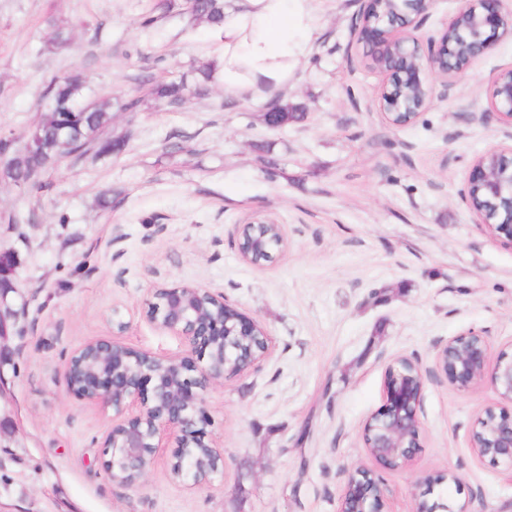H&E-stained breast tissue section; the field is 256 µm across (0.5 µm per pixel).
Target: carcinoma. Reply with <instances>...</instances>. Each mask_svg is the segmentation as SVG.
I'll return each mask as SVG.
<instances>
[{
  "mask_svg": "<svg viewBox=\"0 0 512 512\" xmlns=\"http://www.w3.org/2000/svg\"><path fill=\"white\" fill-rule=\"evenodd\" d=\"M152 11L161 16L178 13L215 28L224 21V0H194L188 6L182 4V0H155ZM83 87L78 74L63 82L55 79L46 84L44 97L49 101L48 108L28 129L27 143L18 146L12 139L0 138V153L10 156L11 160V164L0 172L1 178L40 190L46 183L31 182L30 175L52 165L60 152L80 161L90 154L117 155L124 150L125 141L104 137V130L112 120L113 110L128 111L136 102L102 98L85 104L82 101ZM185 91L183 81L175 78L152 86L156 98L169 106L182 105ZM268 111L280 125L303 118L300 113L288 111V105L277 100L269 104Z\"/></svg>",
  "mask_w": 512,
  "mask_h": 512,
  "instance_id": "carcinoma-1",
  "label": "carcinoma"
}]
</instances>
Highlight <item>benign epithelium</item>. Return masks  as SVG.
Returning <instances> with one entry per match:
<instances>
[{
  "label": "benign epithelium",
  "instance_id": "1",
  "mask_svg": "<svg viewBox=\"0 0 512 512\" xmlns=\"http://www.w3.org/2000/svg\"><path fill=\"white\" fill-rule=\"evenodd\" d=\"M358 41L375 45L371 58L387 59L377 68L391 73V80L382 84L377 103L388 122L396 127L411 123L431 104L434 96V77L450 86L462 71L454 65L456 43L448 31L468 15L475 22V34L470 61H475L492 46L494 30L499 38L512 37V13L501 11L502 0H465L443 31L438 46L423 52L414 35L420 16L429 0H400L405 9L400 19L387 21L378 14L379 0H360ZM423 91L416 103H406L396 96L404 82ZM491 110L501 122L512 127V71L499 75L494 81ZM479 190L489 202L505 199L507 205L499 221L492 223L482 210L476 208L472 196L466 201L476 224L495 240L512 246V146H498L478 157L468 192ZM270 219L256 220L243 226L240 237L247 238L248 253L241 258L249 263L251 255L266 252L265 236L246 237L249 229L270 224ZM224 296L197 285L156 288L147 304L146 320L157 329L179 337L194 353L207 356L204 366L198 367L186 357L166 356L149 350L134 349L119 340L127 323L118 311L112 314V339L95 338L71 354L64 372L69 393L112 408V426L103 441L105 471L114 481L134 486L152 467L156 449L166 435L178 440L172 460H180L173 478L188 487H197L224 471V451L205 441L207 415L200 392L211 382H222L236 376L256 363L269 351V338L259 321L228 312ZM262 334L264 348L252 353L214 350L224 346L226 339L236 336ZM92 349L100 359L112 358V365L99 368H80L78 358ZM436 369L461 390L489 384L498 403L485 407L472 430L470 441L479 455L493 463L512 465V356L502 354L489 363L485 338L470 331L455 336L440 346L435 355ZM386 401L364 426V441L374 449L371 458L382 468L390 461L404 467L417 448L421 423L418 411L424 392V374L420 362L400 357L386 365L384 372ZM510 407H504V404ZM196 448H207L218 461L216 469L204 472L192 463ZM372 470L363 467L348 472L341 499L340 512H383L385 486L377 480L368 483Z\"/></svg>",
  "mask_w": 512,
  "mask_h": 512
}]
</instances>
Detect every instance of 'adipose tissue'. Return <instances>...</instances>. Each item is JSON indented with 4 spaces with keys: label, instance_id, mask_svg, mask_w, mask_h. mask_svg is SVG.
I'll return each mask as SVG.
<instances>
[{
    "label": "adipose tissue",
    "instance_id": "1",
    "mask_svg": "<svg viewBox=\"0 0 512 512\" xmlns=\"http://www.w3.org/2000/svg\"><path fill=\"white\" fill-rule=\"evenodd\" d=\"M216 77L240 99L284 88L295 65L312 49V0H225L224 22L214 29Z\"/></svg>",
    "mask_w": 512,
    "mask_h": 512
}]
</instances>
